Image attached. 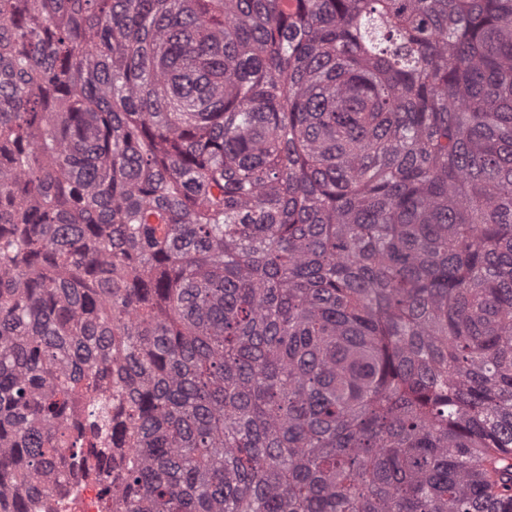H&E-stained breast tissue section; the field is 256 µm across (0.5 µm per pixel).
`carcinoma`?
Segmentation results:
<instances>
[{
    "instance_id": "carcinoma-1",
    "label": "carcinoma",
    "mask_w": 512,
    "mask_h": 512,
    "mask_svg": "<svg viewBox=\"0 0 512 512\" xmlns=\"http://www.w3.org/2000/svg\"><path fill=\"white\" fill-rule=\"evenodd\" d=\"M66 453L512 512V0H0V512Z\"/></svg>"
}]
</instances>
